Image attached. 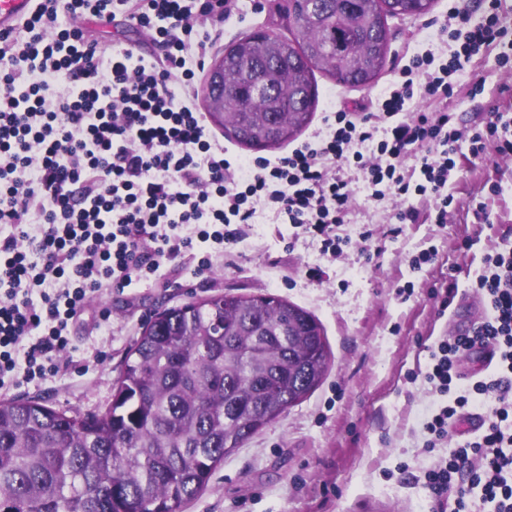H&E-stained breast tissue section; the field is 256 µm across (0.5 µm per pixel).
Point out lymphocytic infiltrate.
I'll return each instance as SVG.
<instances>
[{"mask_svg":"<svg viewBox=\"0 0 512 512\" xmlns=\"http://www.w3.org/2000/svg\"><path fill=\"white\" fill-rule=\"evenodd\" d=\"M484 2L476 17L465 0H449L439 32L454 44L450 57H410L377 112L336 109L288 155L243 160L211 135L195 86L214 42L199 29L230 17L235 0H37L17 30L0 34V391L60 372L70 329L94 295L158 281L174 261L210 274L217 256L249 236L258 211L303 229L336 259L350 244L336 233L352 199L343 169L361 172L368 198L405 201L396 223L415 221L414 197L446 223L459 143L474 160L491 147L512 154L503 113L464 130L443 108L455 76L486 52L512 64L501 0ZM63 13L123 17L160 51L101 48L60 26ZM60 79L66 92L54 88ZM417 96L434 112H411ZM412 154L414 180L403 170ZM486 263L476 286L489 316L430 351L427 447L482 400L496 405L482 434L423 471L435 512H474L477 499L512 512V249ZM487 341L498 348L496 370L461 381L457 360Z\"/></svg>","mask_w":512,"mask_h":512,"instance_id":"f902f5d3","label":"lymphocytic infiltrate"}]
</instances>
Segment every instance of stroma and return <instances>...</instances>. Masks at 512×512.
I'll list each match as a JSON object with an SVG mask.
<instances>
[{"mask_svg":"<svg viewBox=\"0 0 512 512\" xmlns=\"http://www.w3.org/2000/svg\"><path fill=\"white\" fill-rule=\"evenodd\" d=\"M241 15L222 22L224 35L211 55L258 27L277 28L274 0H242ZM448 0H435L422 18H390L387 66L370 87H344L316 71L318 104L307 133L323 126L339 107L374 109L377 99L408 58L424 51L449 54L454 44L435 38ZM88 39L108 48L118 43L137 52L151 50L140 31L118 20L86 21ZM478 71L484 91L470 97L471 77L461 73L447 105L456 123L484 126L491 108L512 113V71L487 54ZM355 190L353 203L336 232L351 245L336 260L301 229L274 223L258 212L250 238L216 258L208 278L178 268L172 286L141 284L95 298L74 332L67 366L54 377L12 391L15 399H38L61 412L104 411L125 356L144 326L166 308L218 293L271 294L312 313L321 323L333 365L323 383L276 421L226 457L207 488L183 512H431L420 476L439 458L463 445L453 430L439 447L426 450L423 419L433 396L424 374L430 349L453 329H468L489 313L476 290L487 253L512 247V155L490 154L479 164L463 162L448 184L454 198L448 221L435 223L429 204L415 201V222L394 235L389 220L400 208L396 198L367 200L360 174L344 170ZM498 186L491 195L490 186ZM485 203L488 220L475 209ZM371 231L370 254L361 235ZM436 255L422 269L412 257L427 248ZM322 270L309 279L307 267ZM457 293L441 308L438 293Z\"/></svg>","mask_w":512,"mask_h":512,"instance_id":"stroma-1","label":"stroma"}]
</instances>
